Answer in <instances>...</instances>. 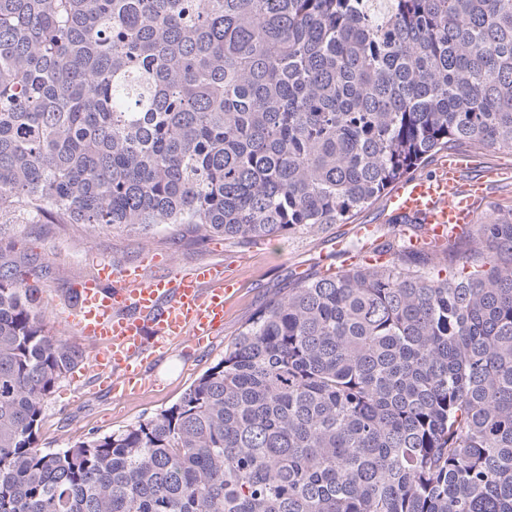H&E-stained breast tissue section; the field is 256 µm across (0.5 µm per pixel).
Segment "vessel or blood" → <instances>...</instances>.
<instances>
[{
	"mask_svg": "<svg viewBox=\"0 0 512 512\" xmlns=\"http://www.w3.org/2000/svg\"><path fill=\"white\" fill-rule=\"evenodd\" d=\"M464 166L461 156H448L430 174L401 181L389 195L387 207L418 216L425 224L423 238H411V245L442 243L472 223L473 202L482 197L485 182L504 176L503 170H487L483 181L461 191L457 182ZM235 289L233 277L220 264L174 277L159 272L141 277L106 263L97 278L76 285L67 321L76 335L95 344L90 370L103 377L185 336L205 339L223 326Z\"/></svg>",
	"mask_w": 512,
	"mask_h": 512,
	"instance_id": "obj_1",
	"label": "vessel or blood"
}]
</instances>
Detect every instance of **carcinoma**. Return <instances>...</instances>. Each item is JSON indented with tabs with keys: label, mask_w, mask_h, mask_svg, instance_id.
Segmentation results:
<instances>
[{
	"label": "carcinoma",
	"mask_w": 512,
	"mask_h": 512,
	"mask_svg": "<svg viewBox=\"0 0 512 512\" xmlns=\"http://www.w3.org/2000/svg\"><path fill=\"white\" fill-rule=\"evenodd\" d=\"M512 150V0H0V219L241 244ZM314 275L168 409L56 451L84 360L0 263V512H512V208Z\"/></svg>",
	"instance_id": "carcinoma-1"
}]
</instances>
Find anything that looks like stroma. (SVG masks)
Instances as JSON below:
<instances>
[{
  "mask_svg": "<svg viewBox=\"0 0 512 512\" xmlns=\"http://www.w3.org/2000/svg\"><path fill=\"white\" fill-rule=\"evenodd\" d=\"M385 200L355 215L346 224H327L315 230L298 229L269 242L241 245L223 237L197 242L166 229L110 232L85 228L65 230L46 219L20 217L0 223V252L16 261L19 281L40 290L47 330L81 350L89 344L60 326L58 313L69 307L74 283L96 275L100 259L118 268L136 267L155 255L161 269L175 275L205 263L223 264L238 282V292L224 314V326L208 344L183 343L161 357L148 360L143 371L145 390L114 395L101 385L88 364L75 368L46 403L38 444L55 451L75 442L125 429L179 402L189 387L220 361L249 317L271 298L287 292L297 278L339 265L337 243L356 238L358 225H372L375 235L394 237L399 225L390 223Z\"/></svg>",
  "mask_w": 512,
  "mask_h": 512,
  "instance_id": "35a3bbf8",
  "label": "stroma"
}]
</instances>
